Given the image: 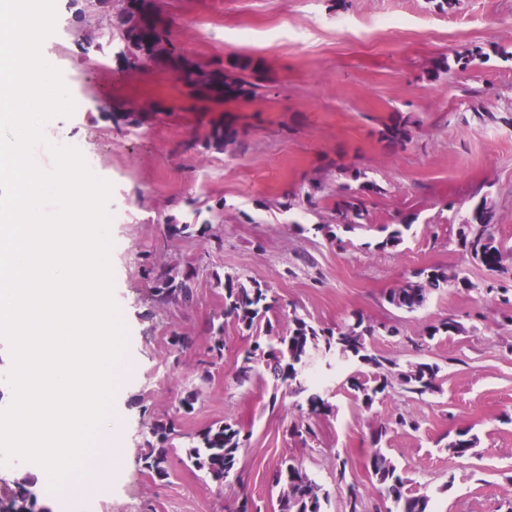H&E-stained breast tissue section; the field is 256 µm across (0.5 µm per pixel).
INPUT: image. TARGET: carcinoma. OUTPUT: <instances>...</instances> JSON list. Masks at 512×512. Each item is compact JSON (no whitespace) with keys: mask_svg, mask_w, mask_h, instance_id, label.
<instances>
[{"mask_svg":"<svg viewBox=\"0 0 512 512\" xmlns=\"http://www.w3.org/2000/svg\"><path fill=\"white\" fill-rule=\"evenodd\" d=\"M88 6L81 13L101 14L109 19L110 28L118 37L127 41L129 52L135 59L143 58L147 46H158L163 53L155 64L169 72H179L183 83L194 95L206 102L220 104L252 96L260 88L261 74L258 65L250 60L236 59L231 68L224 71V80H219L217 71L197 63L188 54L174 47L168 25H156L149 20L134 18L125 4L112 11V0H87ZM113 121L126 125L141 121V110L125 108L110 114ZM416 120L411 115L397 114L379 130V141L390 148L406 145L411 139V128ZM236 131L229 125L214 126L208 137V146L218 150L235 144ZM345 173L356 183L357 188L347 185L336 195L334 212L336 227L349 232L366 219L368 210L362 194L379 191L378 185L368 179L366 171L347 168ZM324 190L321 180L311 179L302 192H284L278 207L288 212L303 203L313 204L316 195ZM498 214L491 202L483 197L467 211L460 224L458 237L460 245L471 261L486 270L505 276L512 268L505 265L506 255L512 251L496 236ZM412 223L394 224L376 247L380 250L393 249L401 245L411 230ZM199 269L189 264L184 268L170 266L162 269L155 277V302L159 304L188 305L193 301L195 280ZM216 286L224 288V309L206 324L210 345L206 359L200 361L201 379L210 376V368L224 358V320L232 319L248 333L251 344L243 351L242 363L235 368L233 377L240 385L253 376L270 372L280 381L284 391L290 394H306L307 417L294 422L289 431L292 435L317 436L308 423L310 419H326L333 415L335 406L319 392L304 385L303 368L315 353L342 360L360 361L372 367L368 373L357 371L347 379L348 388L356 400L369 409L379 396L398 387L406 392L422 396L437 391L440 366L436 363L416 361L403 368L396 361L374 352L368 339L387 329L386 324L353 314L349 326L333 330L318 327L292 312L288 317V330L273 332L269 314L275 312L278 299L271 295V289L253 280L245 281L242 276L225 274L215 276ZM468 290L479 288L490 294L494 284L479 286L458 273L448 274L447 269L429 266L415 272L391 289L385 301L395 309L414 312L425 304L435 291L450 283ZM464 330L461 323L448 317L425 329V336L432 340L437 336H452ZM176 416L158 420L149 428L142 444L140 461L143 468L160 480L169 475V455L177 447L184 449L186 459L198 471L216 483L228 479L239 486L245 485V470L241 466L240 452L247 441L243 428L233 420L214 422L194 433L183 432L175 426ZM390 430L384 425L371 436V448L366 454L365 468L371 482L383 494L391 506L386 512H433L431 497L425 492H415L409 487V479L403 476L396 463L381 449L377 448L383 436ZM479 439L471 429L456 431L448 440L446 448L456 457L472 454ZM270 483L278 489V512H323L322 502L328 494L310 477L303 463L286 460L275 469ZM34 480L25 476L14 481V489L0 499V512H48L38 507L33 492Z\"/></svg>","mask_w":512,"mask_h":512,"instance_id":"carcinoma-1","label":"carcinoma"}]
</instances>
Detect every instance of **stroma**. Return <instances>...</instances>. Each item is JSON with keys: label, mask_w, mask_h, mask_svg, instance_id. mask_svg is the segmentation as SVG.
I'll list each match as a JSON object with an SVG mask.
<instances>
[{"label": "stroma", "mask_w": 512, "mask_h": 512, "mask_svg": "<svg viewBox=\"0 0 512 512\" xmlns=\"http://www.w3.org/2000/svg\"><path fill=\"white\" fill-rule=\"evenodd\" d=\"M172 26L174 44L210 66L235 58L259 62L257 96L222 104L198 100L170 72L137 68L117 58L119 42L107 20L80 18L74 0H56L55 32L41 53L54 60L67 88L85 99L82 111L44 127L49 141L67 139L93 158L112 185L111 253L114 299L127 328L132 366L120 394L126 464L112 494L90 512H229L247 492L261 512H275L278 491L269 474L283 458L302 461L329 498L324 512H346L348 486L364 512L382 500L364 467L370 436L403 413L416 428H394L381 447L405 470L410 486L433 498L435 512H507L512 507V302L454 285L433 292L413 313L385 300L413 270L442 265L472 282L491 272L468 260L458 241L463 215L480 198L498 213V237L512 248V0H457L441 12L430 0H155ZM467 69L443 63L474 48ZM138 107L143 120L115 124L110 110ZM419 124L405 149L379 143L377 131L394 113ZM492 112L496 123L478 120ZM233 124L234 145L205 146L212 124ZM367 171L379 190L367 197L361 227L331 242L315 232L334 219L346 168ZM326 184L314 203L284 213L274 203L311 178ZM208 207L221 240L169 234L167 218L185 221L189 200ZM410 218L404 243L381 251L385 225ZM199 267L186 306L152 301L146 272L168 265ZM237 273L271 288L281 304L333 329L362 311L396 325L376 336V352L400 365L437 363L441 390L418 396L395 389L364 408L346 380L355 362L328 365L315 356L307 373L325 376L335 405L319 421L317 438L289 435L300 395L276 393L271 374L238 384L231 372L248 341L224 324V361L200 382L208 346L205 325L224 306L214 273ZM451 317L463 332L415 344L427 325ZM192 336L175 355L172 332ZM199 392L192 410L180 405ZM177 413L182 431L232 419L250 432L241 452L245 487L219 485L172 460L165 480L143 470L140 445L155 420ZM472 427V455L442 448L444 436Z\"/></svg>", "instance_id": "obj_1"}]
</instances>
